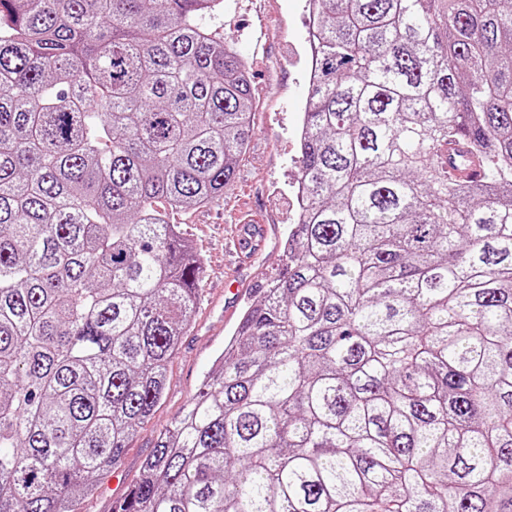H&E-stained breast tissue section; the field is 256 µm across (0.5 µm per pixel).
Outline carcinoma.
I'll list each match as a JSON object with an SVG mask.
<instances>
[{"label": "carcinoma", "instance_id": "cac0c4a2", "mask_svg": "<svg viewBox=\"0 0 512 512\" xmlns=\"http://www.w3.org/2000/svg\"><path fill=\"white\" fill-rule=\"evenodd\" d=\"M308 2L286 269L113 512H512V0ZM223 13L0 0V512H76L164 396L167 211L253 132Z\"/></svg>", "mask_w": 512, "mask_h": 512}]
</instances>
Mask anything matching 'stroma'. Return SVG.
I'll return each mask as SVG.
<instances>
[{"instance_id": "35a3bbf8", "label": "stroma", "mask_w": 512, "mask_h": 512, "mask_svg": "<svg viewBox=\"0 0 512 512\" xmlns=\"http://www.w3.org/2000/svg\"><path fill=\"white\" fill-rule=\"evenodd\" d=\"M224 37L247 62L252 83L253 134L236 175L211 203L171 214L204 262L197 307L168 367L167 385L152 416L128 441L123 456L80 512H112L138 480L156 438L197 396L205 374L237 327L282 269L297 208V144L308 96L305 78L309 19L306 0H229ZM246 208L268 228L264 247L238 252L224 238V215Z\"/></svg>"}]
</instances>
